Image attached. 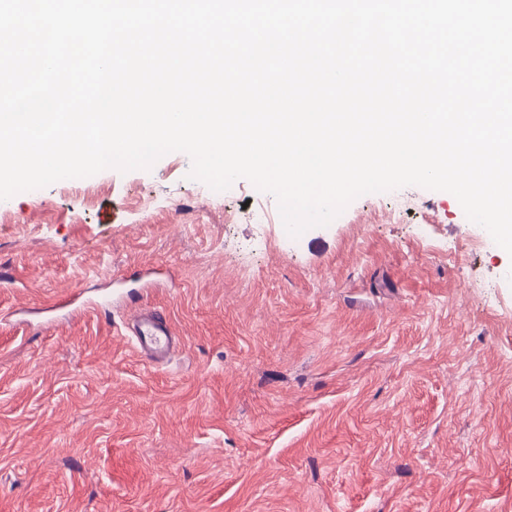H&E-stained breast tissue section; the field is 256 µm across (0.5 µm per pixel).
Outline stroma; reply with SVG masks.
Wrapping results in <instances>:
<instances>
[{"label": "stroma", "instance_id": "obj_1", "mask_svg": "<svg viewBox=\"0 0 512 512\" xmlns=\"http://www.w3.org/2000/svg\"><path fill=\"white\" fill-rule=\"evenodd\" d=\"M190 169L0 201V512H512V255L444 191L293 238ZM133 329L137 349L148 362L162 360L176 345L167 322L153 311L140 313L134 321Z\"/></svg>", "mask_w": 512, "mask_h": 512}]
</instances>
